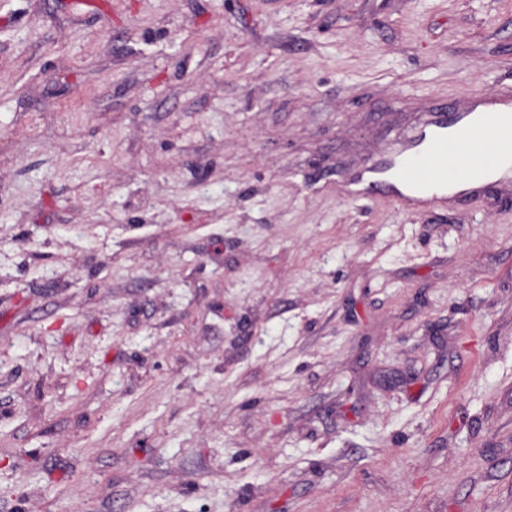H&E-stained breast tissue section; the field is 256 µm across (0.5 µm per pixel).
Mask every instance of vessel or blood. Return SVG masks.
<instances>
[{"mask_svg":"<svg viewBox=\"0 0 512 512\" xmlns=\"http://www.w3.org/2000/svg\"><path fill=\"white\" fill-rule=\"evenodd\" d=\"M512 132V98H488L467 112L440 106L399 150L357 169L350 179L359 199L389 196L416 212L448 203V160H456L465 175L458 181L463 194L483 191L484 183L470 172L483 168L501 176L512 174V147L503 139Z\"/></svg>","mask_w":512,"mask_h":512,"instance_id":"vessel-or-blood-1","label":"vessel or blood"}]
</instances>
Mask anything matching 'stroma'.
Masks as SVG:
<instances>
[{
  "label": "stroma",
  "mask_w": 512,
  "mask_h": 512,
  "mask_svg": "<svg viewBox=\"0 0 512 512\" xmlns=\"http://www.w3.org/2000/svg\"><path fill=\"white\" fill-rule=\"evenodd\" d=\"M512 89V0H0V512H512V187L342 175Z\"/></svg>",
  "instance_id": "35a3bbf8"
}]
</instances>
